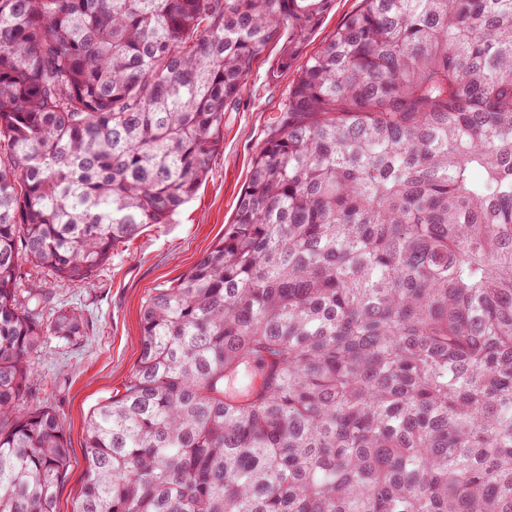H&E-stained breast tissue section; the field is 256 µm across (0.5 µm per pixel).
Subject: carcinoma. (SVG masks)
<instances>
[{
	"mask_svg": "<svg viewBox=\"0 0 512 512\" xmlns=\"http://www.w3.org/2000/svg\"><path fill=\"white\" fill-rule=\"evenodd\" d=\"M334 0H0V512H57L34 354L205 180L254 61ZM74 512H512V0H359L232 223L140 307Z\"/></svg>",
	"mask_w": 512,
	"mask_h": 512,
	"instance_id": "carcinoma-1",
	"label": "carcinoma"
}]
</instances>
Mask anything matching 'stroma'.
<instances>
[{
    "instance_id": "1",
    "label": "stroma",
    "mask_w": 512,
    "mask_h": 512,
    "mask_svg": "<svg viewBox=\"0 0 512 512\" xmlns=\"http://www.w3.org/2000/svg\"><path fill=\"white\" fill-rule=\"evenodd\" d=\"M278 56V46L272 45L254 63L236 111L224 115V142L210 162L205 182L167 223L151 225L116 247L108 265L80 282L42 278L30 265L22 267L20 287L40 280L47 308H74L84 319L82 340L65 343L52 338L38 353L39 381L27 398L29 405L46 403L56 411L70 444V467L58 491V512H73L84 484L87 417L121 388L134 366L144 297L187 269L234 218L251 160L296 75L291 69L277 82L268 80L267 72Z\"/></svg>"
}]
</instances>
